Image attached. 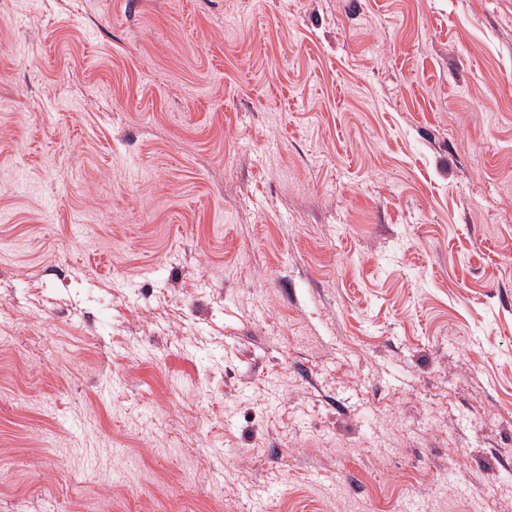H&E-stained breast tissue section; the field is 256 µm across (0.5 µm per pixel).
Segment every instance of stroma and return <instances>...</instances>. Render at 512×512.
<instances>
[{"mask_svg":"<svg viewBox=\"0 0 512 512\" xmlns=\"http://www.w3.org/2000/svg\"><path fill=\"white\" fill-rule=\"evenodd\" d=\"M0 102V512H512V0H0Z\"/></svg>","mask_w":512,"mask_h":512,"instance_id":"1","label":"stroma"}]
</instances>
